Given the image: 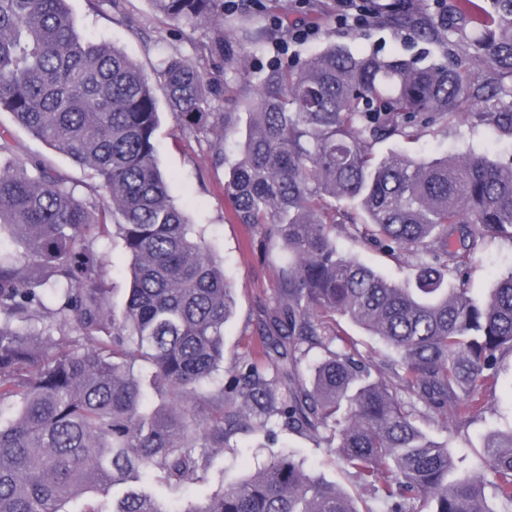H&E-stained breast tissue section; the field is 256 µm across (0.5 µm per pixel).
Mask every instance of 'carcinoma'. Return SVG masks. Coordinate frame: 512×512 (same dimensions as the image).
Listing matches in <instances>:
<instances>
[{
  "mask_svg": "<svg viewBox=\"0 0 512 512\" xmlns=\"http://www.w3.org/2000/svg\"><path fill=\"white\" fill-rule=\"evenodd\" d=\"M172 20L209 28V56H231L224 0H148ZM480 67L511 93L512 0H494ZM394 23L438 34L394 7ZM183 133L219 134L234 112H213L221 76L170 57L161 72ZM487 86L443 63L330 46L298 69L277 68L248 106L245 139L224 190L232 218L288 253L279 307L260 343L234 363L229 384L198 388L224 365L233 288L157 166L154 86L125 52L87 39L67 0H0V112L92 173L90 205L37 158H19L0 132V234L24 251L0 257V512H63L71 499L109 495L90 512H168L141 480L170 488L198 481L240 431L273 434L278 422L335 450L384 512H512V430L486 443V472L459 469L448 446L416 425L415 402L466 428L512 357V270L488 296L448 287L492 237L512 239V163L482 156L427 161L379 157L374 144L407 136L482 103ZM345 201L362 212L341 211ZM113 224L130 256V288L112 336L97 243ZM392 258L420 252L413 278L388 280L343 253L336 231ZM379 337L396 354L381 367L332 348L335 317ZM49 318L59 338L37 328ZM77 335H70V331ZM324 349L309 381L300 344ZM168 401H144L141 363ZM274 371L267 375L264 366ZM182 512H359L336 485L273 455L256 473Z\"/></svg>",
  "mask_w": 512,
  "mask_h": 512,
  "instance_id": "1",
  "label": "carcinoma"
}]
</instances>
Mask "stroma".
<instances>
[{
    "label": "stroma",
    "mask_w": 512,
    "mask_h": 512,
    "mask_svg": "<svg viewBox=\"0 0 512 512\" xmlns=\"http://www.w3.org/2000/svg\"><path fill=\"white\" fill-rule=\"evenodd\" d=\"M69 7L83 35L112 41L124 49L154 85H161V63L169 56L190 59L205 73L213 70L204 53L208 29L168 19L154 12L148 0H117L110 9L97 7L96 0H69ZM405 11L415 18L438 14L444 33L422 38L412 26L395 24L381 16L360 28L340 25L336 22V0H234L224 11V38L234 44V59L224 65V98L216 103V111L243 116L266 72L300 64L332 43L382 57L415 59L422 65L447 61L461 63L467 71L473 69L472 43L482 31L460 18L457 0H407ZM274 17L280 18L282 24L271 32L267 25ZM297 28L308 29V36L294 38L292 32ZM244 29L257 34L258 42L239 41L238 35ZM156 98L160 116L158 164L167 177L169 193L185 210L215 259L223 264L234 289L235 310L224 326V367L219 373L227 380L235 359L250 351L278 303L279 274L288 256L250 240L245 228L231 217V201L224 191L226 168L223 161H217L216 154L221 151L226 158L234 156L245 137L246 121H239L221 141L213 136L184 134L176 128L164 93H157ZM0 130L10 132L17 156L43 159L70 181L79 196H88L91 178L87 169L31 137L9 113L0 112ZM374 150L380 156L402 152L428 159L472 153L506 164L512 162V133L488 124L477 114L452 112L447 118L423 126L417 138L393 137L377 143ZM337 242L345 252L393 281L405 279L419 260L414 253L391 258L346 234L338 235ZM98 251L109 289V305L121 310L127 294L130 258L122 241L110 232L100 238ZM511 270L512 240L492 238L474 255L469 275L452 277L451 282L482 298L500 276ZM336 331L334 349L352 347L377 363H389L395 358L378 337L347 320H338ZM418 412L419 426L434 441L447 444L463 469L482 471L488 436L512 429V358L500 363L495 390L487 396L483 411L463 432L446 429L443 418L427 407H419ZM280 453L293 455L305 470L336 484L355 500L360 512H377V493L358 482L324 441L282 427L271 436L239 434L232 438L230 447L213 449L203 480L186 484L178 492L164 490L152 475L145 476L143 483L157 491L176 512H183L188 505L204 504L223 485L255 473L271 455Z\"/></svg>",
    "instance_id": "35a3bbf8"
}]
</instances>
